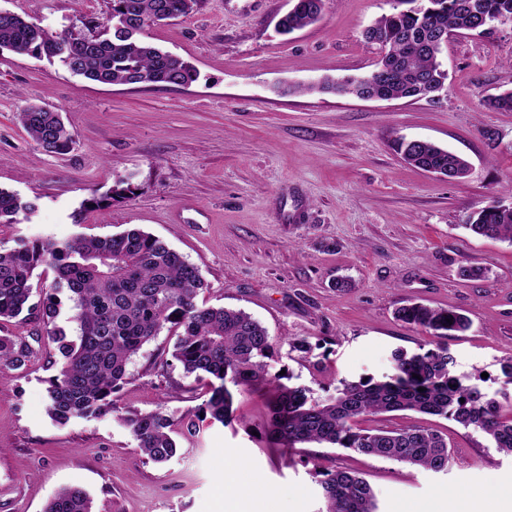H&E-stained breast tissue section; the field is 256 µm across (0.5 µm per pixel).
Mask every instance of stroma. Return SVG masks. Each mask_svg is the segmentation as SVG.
Segmentation results:
<instances>
[{
    "instance_id": "35a3bbf8",
    "label": "stroma",
    "mask_w": 512,
    "mask_h": 512,
    "mask_svg": "<svg viewBox=\"0 0 512 512\" xmlns=\"http://www.w3.org/2000/svg\"><path fill=\"white\" fill-rule=\"evenodd\" d=\"M396 0H326L321 19L283 36L289 0H197L188 16L148 30L146 41L195 66L188 87L108 85L44 58L0 52V188L34 214L0 224V242L151 233L197 266L198 304L241 309L273 340L271 373H289L315 399L344 381L392 374L391 353L429 349L432 337L395 311L409 302L465 313L449 337L454 372L512 404L501 371L512 355V243L472 235L466 217L512 197V112L484 98L512 88V22L449 39L447 90L437 102L303 93L319 77L363 76L378 59L365 29ZM109 0H0V10L59 32L103 23ZM62 112L75 144L39 148L16 115L27 103ZM497 144H489L485 130ZM421 139L465 156L461 179L408 166L396 139ZM121 178L129 199L83 210ZM464 267L474 277L460 276ZM345 288H337V281ZM306 339L308 352L289 342ZM162 330L129 367L116 394L125 413L201 406L207 380L171 363ZM51 339L19 369L0 372V512H42L62 487L94 512H321L322 472L361 474L378 512H512V457L457 422L412 411L361 418L365 428L431 427L454 463L436 474L404 463L309 444L284 454L266 434L268 389L234 388L235 419L214 424L158 465L113 416L56 424L47 381Z\"/></svg>"
}]
</instances>
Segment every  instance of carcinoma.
<instances>
[{"mask_svg": "<svg viewBox=\"0 0 512 512\" xmlns=\"http://www.w3.org/2000/svg\"><path fill=\"white\" fill-rule=\"evenodd\" d=\"M292 2L278 22L283 35L318 21L326 0ZM196 4L197 0H110L101 30L84 23L62 33L0 11V50L56 58L71 73L102 84L188 86L198 78L195 68L139 35L190 14ZM398 4L408 8L379 18L365 30L367 42L380 50L377 65L388 68L386 77H326L308 84L306 90H332L359 98H429L448 79L439 36L468 34L480 20L512 18V0H398ZM483 106L512 111V89L485 99ZM18 119L47 153L66 154L75 144L61 113L45 105H28ZM395 148L406 163L424 171L456 178L468 172L463 156L431 142L412 145L400 139ZM130 194V184L120 179L111 194L88 198L83 206L98 208ZM21 211L32 214L35 205L0 189V224L15 223ZM465 228L512 243V202L497 201L471 213ZM40 267L52 270L55 278L54 293L38 298L33 281ZM205 288L198 267L137 228L107 238L77 237L61 243L20 239L10 249L0 248V321H36L58 344L62 362L48 380L47 394L49 413L59 425L112 413L130 429L136 447L162 464L177 454L172 434L195 437L208 420L224 426L231 423L233 394L227 383L236 387L271 383L269 434L280 448L327 444L427 471H447L453 455L439 431L357 426L364 416L414 411L451 418L480 431L495 448L512 456V409L453 373L448 337L469 329L463 314L419 303L398 308V320L427 330L434 337L433 347L411 355L396 349L391 354L392 375L344 381L336 396L319 402L308 387L286 384L283 375L269 376L266 359L273 342L267 329L243 310L198 305V293ZM59 293L71 302L74 340L54 323ZM168 324L179 330L172 358L184 373L215 379L208 399L196 412L179 417L161 407L144 414L120 413L113 394L125 382L129 364ZM34 356L25 338L0 336V366L20 368ZM323 476L322 512H377L375 492L364 478L343 470ZM43 512H93L92 499L85 490L67 486Z\"/></svg>", "mask_w": 512, "mask_h": 512, "instance_id": "carcinoma-1", "label": "carcinoma"}]
</instances>
